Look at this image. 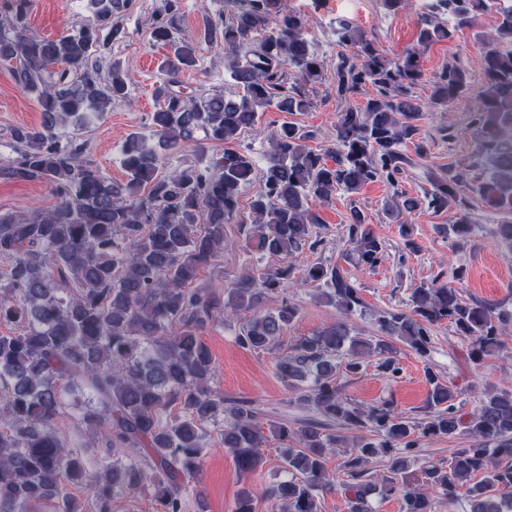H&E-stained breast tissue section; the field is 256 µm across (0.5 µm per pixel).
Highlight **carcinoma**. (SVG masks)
Here are the masks:
<instances>
[{"label":"carcinoma","instance_id":"obj_1","mask_svg":"<svg viewBox=\"0 0 512 512\" xmlns=\"http://www.w3.org/2000/svg\"><path fill=\"white\" fill-rule=\"evenodd\" d=\"M90 16L55 39L28 26L30 0H11L0 13V61L12 67L17 85L36 97L37 128L10 131L15 156L0 162V178L39 181L56 199L51 209L30 215L0 211V257L8 271L0 279V512L48 502L54 512H85L70 493L86 480L91 512H114L116 501L152 487L156 512H185L201 473L204 427L224 421V448L242 474L262 461L267 436L279 441V457L290 478L268 487L274 512H319V499L335 489L328 455L346 443L336 429L361 431L340 483L346 512H373L372 496L397 497L401 512H436L438 497L453 501L465 489L469 512H512V390L488 392L461 414L454 391L437 375L425 417L415 421L389 404L364 407L336 385L343 370L357 374L374 357L390 377L399 372L396 337L418 355L428 352L432 328L447 321L469 341L468 359L479 366L505 345L512 311L468 303L459 286L420 284L408 308L383 310L379 335L362 336L350 323L362 311L361 289L335 264L316 262L304 282L340 317L294 343L276 358V374L319 419L295 426L269 423L254 403L224 397L211 386L215 366L199 333L239 311H253L285 290L292 259L313 248L317 206L336 193L355 194L365 185H395L411 159L415 121L422 103L414 88L423 79L419 47L447 40L453 29L494 13L493 33L482 45L479 94L468 112L478 142L469 162L450 164L424 192L427 208H455L445 236L458 245L473 236L470 194L512 210V3L508 0H429L419 18L418 46L386 57L365 31L339 20L338 43L354 59L337 70V89L355 94L376 90L364 109L338 116L332 144L313 149L311 135L284 120L271 136L262 167V190L251 202L252 222L243 227L250 252L280 260L257 276L246 274L224 288V296L194 287L224 248V224L239 211L242 188L255 172L254 160L232 149L241 136L258 131L273 107L284 115L312 106L309 87L322 79L323 64L307 37L304 16L290 0H216L197 37L179 33L180 0H161L150 23L151 40L170 49L157 89L162 106L151 114V134L132 132L122 146L126 183H114L85 157L86 143L62 140L61 130L84 127L128 99L129 79L117 64L103 72L118 24L132 0H82ZM224 51L234 96L177 89L183 72L197 67L200 45ZM471 73L458 63L442 67L429 103L453 107L471 89ZM202 134L199 158L162 171L161 151ZM216 145L221 152L210 151ZM389 204L405 246L418 248L414 228L400 219L418 201ZM349 255L373 266L383 244L355 210L347 224ZM284 299L268 313L242 322L238 344L267 351L298 317ZM101 444L93 461L69 448L55 430L66 408ZM465 428L472 437L448 464L418 463L420 437H452ZM389 456L390 476L377 483L367 465Z\"/></svg>","mask_w":512,"mask_h":512}]
</instances>
